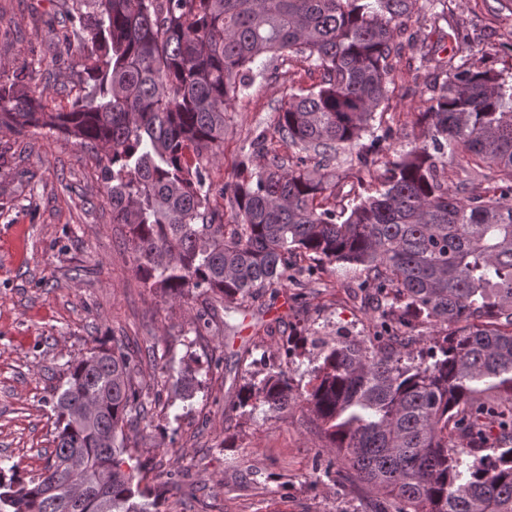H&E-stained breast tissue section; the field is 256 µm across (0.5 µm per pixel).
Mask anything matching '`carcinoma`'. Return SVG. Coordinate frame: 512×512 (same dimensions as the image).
<instances>
[{"label":"carcinoma","mask_w":512,"mask_h":512,"mask_svg":"<svg viewBox=\"0 0 512 512\" xmlns=\"http://www.w3.org/2000/svg\"><path fill=\"white\" fill-rule=\"evenodd\" d=\"M56 4L81 79L63 107L28 68L0 73V129L43 127L104 152L112 223L128 228L145 287L236 305L340 264L364 269L381 318L455 327L416 364L404 362L406 343H326L306 392L278 364L242 386L239 406L307 407L345 460L342 477L376 494L370 512H512V75L476 66L458 24L448 57L420 48L425 139L389 153L373 124L394 93L390 59L413 41L407 22L420 10L445 17L448 0ZM294 55L320 74L277 112L275 134L294 156L259 133L236 180L215 184L208 166L228 107ZM342 162L376 188L338 209ZM92 349L98 362L70 361L53 396L44 470L26 479L0 468V512H161L125 432L153 421L143 356L118 336ZM178 383L192 398L195 371L185 366ZM66 460L101 478L78 490L58 482Z\"/></svg>","instance_id":"carcinoma-1"}]
</instances>
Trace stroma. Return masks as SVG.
Segmentation results:
<instances>
[{"mask_svg": "<svg viewBox=\"0 0 512 512\" xmlns=\"http://www.w3.org/2000/svg\"><path fill=\"white\" fill-rule=\"evenodd\" d=\"M455 19L479 36L483 66L512 72V11L489 0H452ZM54 0H0V72L29 65L37 84L58 104L79 73L65 45L49 49L57 25ZM415 50L391 61L395 94L381 128L387 147L420 139L414 123L419 97ZM307 63L294 60L276 77L256 78L226 116L224 152L212 166L219 184L234 181L256 129L280 154L276 109L288 94L316 83ZM94 151L41 127L22 135L0 131V466L36 474L53 449L52 397L68 361L94 342L125 336L155 364L141 379L159 390L152 426L131 434L146 465L145 486L164 489L169 470L183 474L164 490L163 512H366V496L337 480L342 463L313 416L293 404L237 406L245 382L261 380L278 363L283 339L300 328L317 331L289 360L288 372L306 391L320 342L352 336L374 343L382 332L361 286V271L325 267L302 285L228 309L210 295L166 300L133 270L125 225L98 179ZM209 315L200 327V315ZM222 367L210 369L212 359ZM192 362L199 386L182 399L175 382Z\"/></svg>", "mask_w": 512, "mask_h": 512, "instance_id": "1", "label": "stroma"}]
</instances>
